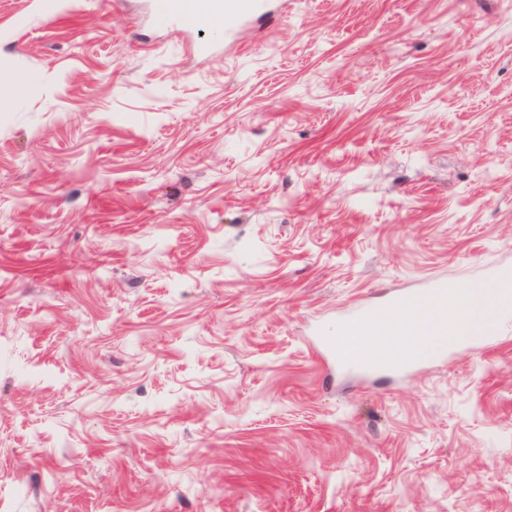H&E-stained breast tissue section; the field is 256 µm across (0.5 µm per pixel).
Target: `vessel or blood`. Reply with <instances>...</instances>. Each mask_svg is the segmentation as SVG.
<instances>
[{"label": "vessel or blood", "mask_w": 512, "mask_h": 512, "mask_svg": "<svg viewBox=\"0 0 512 512\" xmlns=\"http://www.w3.org/2000/svg\"><path fill=\"white\" fill-rule=\"evenodd\" d=\"M150 6L158 29L212 28L226 37L237 25L261 13L265 0H151ZM424 309L440 316L467 312L460 289L447 280L433 279L384 302L348 311L336 321L318 323L312 337L324 358L338 368L383 371L395 376L422 362L445 357L461 343L456 332L448 329L426 350L408 348L406 336L428 333L419 317Z\"/></svg>", "instance_id": "b4317fda"}]
</instances>
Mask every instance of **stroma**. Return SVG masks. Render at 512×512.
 <instances>
[{
    "label": "stroma",
    "instance_id": "1",
    "mask_svg": "<svg viewBox=\"0 0 512 512\" xmlns=\"http://www.w3.org/2000/svg\"><path fill=\"white\" fill-rule=\"evenodd\" d=\"M268 8L0 0V512H512L511 326L309 341L512 273V0ZM151 15L160 30L198 31L213 28L223 38L261 13L264 0H151ZM465 305L460 289L448 285L447 280L433 279L423 288L404 291L382 303L361 305L336 321L318 323L312 337L324 358L339 369L383 371L395 376L422 362L445 357L462 343L451 329L436 334L424 328L419 312L429 309L447 318L448 312L466 314ZM416 332L421 336H409ZM424 336L444 337L435 338L425 351L405 345L420 347Z\"/></svg>",
    "mask_w": 512,
    "mask_h": 512
}]
</instances>
